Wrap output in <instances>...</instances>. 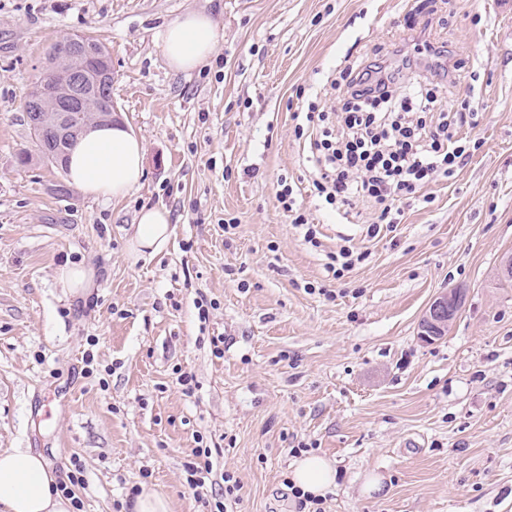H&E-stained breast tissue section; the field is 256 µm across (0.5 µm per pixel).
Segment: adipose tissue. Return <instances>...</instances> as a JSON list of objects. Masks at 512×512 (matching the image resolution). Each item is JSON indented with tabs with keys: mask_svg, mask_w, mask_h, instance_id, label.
Wrapping results in <instances>:
<instances>
[{
	"mask_svg": "<svg viewBox=\"0 0 512 512\" xmlns=\"http://www.w3.org/2000/svg\"><path fill=\"white\" fill-rule=\"evenodd\" d=\"M217 39L213 17L191 12L166 26L162 51L173 70L188 72L214 53ZM67 166L71 183L85 195L120 199L138 188L144 179V146L124 124L98 126L78 141ZM171 233L166 208H143L131 238L133 254L160 252ZM336 479L332 463L317 455L298 460L291 472L296 488L317 497L334 488ZM56 485L49 464L41 455L19 448L0 453V512H70L69 499L57 491Z\"/></svg>",
	"mask_w": 512,
	"mask_h": 512,
	"instance_id": "adipose-tissue-1",
	"label": "adipose tissue"
}]
</instances>
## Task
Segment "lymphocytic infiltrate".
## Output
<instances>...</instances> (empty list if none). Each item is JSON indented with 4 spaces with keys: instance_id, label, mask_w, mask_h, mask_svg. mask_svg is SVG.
Masks as SVG:
<instances>
[{
    "instance_id": "obj_1",
    "label": "lymphocytic infiltrate",
    "mask_w": 512,
    "mask_h": 512,
    "mask_svg": "<svg viewBox=\"0 0 512 512\" xmlns=\"http://www.w3.org/2000/svg\"><path fill=\"white\" fill-rule=\"evenodd\" d=\"M336 84L335 112L309 102L293 113L294 132L308 145L315 176L311 192L338 215L357 200L374 204L370 239L395 231L399 200H419L429 182L452 177L474 152L478 125L470 99L444 109V84L419 75L402 79L379 60L345 67Z\"/></svg>"
}]
</instances>
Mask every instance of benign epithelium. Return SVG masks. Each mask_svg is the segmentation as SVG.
Masks as SVG:
<instances>
[{
	"label": "benign epithelium",
	"instance_id": "obj_1",
	"mask_svg": "<svg viewBox=\"0 0 512 512\" xmlns=\"http://www.w3.org/2000/svg\"><path fill=\"white\" fill-rule=\"evenodd\" d=\"M64 45L67 52L56 69L60 79L35 82L27 98L30 112L26 119L32 128L48 134L49 142L43 150L49 156L56 155V142L77 138L89 127L87 123H74L73 113L98 93L102 81L112 76L111 57L104 46L87 40L81 33L68 37ZM461 299L460 292L453 290L438 295L420 320L419 336L431 342L447 335Z\"/></svg>",
	"mask_w": 512,
	"mask_h": 512
}]
</instances>
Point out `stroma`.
Listing matches in <instances>:
<instances>
[{
  "label": "stroma",
  "mask_w": 512,
  "mask_h": 512,
  "mask_svg": "<svg viewBox=\"0 0 512 512\" xmlns=\"http://www.w3.org/2000/svg\"><path fill=\"white\" fill-rule=\"evenodd\" d=\"M195 11L218 46L177 72L162 33ZM76 32L107 48L112 103L145 147L143 182L119 200L72 186L25 120L51 46ZM424 43L462 62L446 96L471 97L481 147L370 242V203L341 223L311 195L292 114L359 57L436 72ZM283 178L320 247L277 201ZM147 206L169 210L172 235L138 258ZM346 237L368 259L335 301L307 294ZM511 254L512 0H0V451L43 453L62 482L82 469L83 512H130L134 487L207 512L226 471L233 512H295L284 481L301 441L337 469L326 512H512ZM67 264L94 269L84 294L59 281ZM452 289L464 304L447 336L423 341L425 309ZM200 437L214 454L198 498L185 465ZM372 474L384 489L363 495Z\"/></svg>",
  "instance_id": "stroma-1"
}]
</instances>
